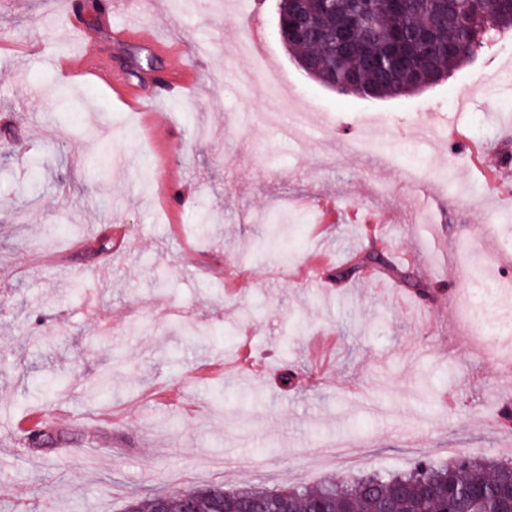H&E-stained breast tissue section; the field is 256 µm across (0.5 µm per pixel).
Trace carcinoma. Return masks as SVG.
Segmentation results:
<instances>
[{"label": "carcinoma", "mask_w": 512, "mask_h": 512, "mask_svg": "<svg viewBox=\"0 0 512 512\" xmlns=\"http://www.w3.org/2000/svg\"><path fill=\"white\" fill-rule=\"evenodd\" d=\"M278 31L298 64L342 94L403 97L438 75L473 59L491 38L512 32V0H279ZM104 232L89 252L112 251ZM31 448L50 453L67 431L39 424L26 433ZM512 480V460L474 459L464 453L447 463L429 456L396 476L331 477L315 488L227 491L197 488L195 512H512L501 486ZM184 494L131 497L126 512H183Z\"/></svg>", "instance_id": "1"}]
</instances>
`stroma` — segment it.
I'll list each match as a JSON object with an SVG mask.
<instances>
[{"instance_id": "35a3bbf8", "label": "stroma", "mask_w": 512, "mask_h": 512, "mask_svg": "<svg viewBox=\"0 0 512 512\" xmlns=\"http://www.w3.org/2000/svg\"><path fill=\"white\" fill-rule=\"evenodd\" d=\"M77 20L135 78L163 73L153 40L182 50L196 87L161 102L148 131L139 113L72 85L78 110L64 122L52 94L62 80L45 62L76 47L61 4L0 0V40L17 45L0 52V120H12L17 137L0 158V512H125L134 491L314 486L404 472L444 448L512 458V429L490 415L508 390L488 357L496 345L467 334L452 300L468 245L499 261L512 183L485 181L447 138L415 136L429 119L503 163L512 45L495 38L437 85L369 99L304 75L278 35L277 0H232L219 13L208 0L183 13L170 0H112L113 23L141 32L120 46L100 14ZM253 23L266 32L277 87L234 53ZM494 73L500 103L490 112L472 87ZM277 92L318 113L313 138L284 141L266 122ZM371 117L392 136L389 166L348 147ZM105 146L125 164L104 178L95 161ZM411 168L418 182H406ZM164 181L183 193L177 212L163 205ZM273 213L287 217L285 248L253 253ZM93 225L121 234L108 288L95 279L102 256L82 245ZM371 248L431 283L426 322L395 276L380 287L332 279ZM185 321L205 336L186 335ZM117 356L131 371L110 397L90 401ZM256 364L265 367L258 376ZM61 375L76 390L48 397L45 383ZM219 389L227 402L215 400ZM45 419L70 433L49 455L25 444ZM342 443L361 453L359 466L345 464Z\"/></svg>"}]
</instances>
